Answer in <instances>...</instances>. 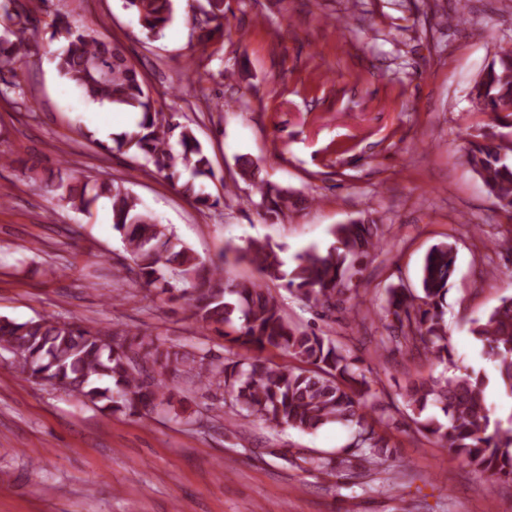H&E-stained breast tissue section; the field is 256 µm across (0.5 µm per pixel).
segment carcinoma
I'll return each mask as SVG.
<instances>
[{"mask_svg": "<svg viewBox=\"0 0 512 512\" xmlns=\"http://www.w3.org/2000/svg\"><path fill=\"white\" fill-rule=\"evenodd\" d=\"M51 0H0V65L14 66L38 48L43 39L39 6ZM195 18L201 29L223 26L224 0H206ZM147 35L158 38L173 22L174 0H125ZM42 24L49 40L65 47L54 57L59 75L85 98L127 108L140 114L138 130L112 137L114 149L133 151L172 180L179 191L205 208H215L235 195L223 184L214 196L197 179L215 178L207 149L175 114L160 112L140 72L121 47L78 26L69 14L47 10ZM14 93L13 103L33 110L17 82H0V97ZM477 112L494 115L469 142L465 157L488 195L512 222V50L496 52L485 75L470 91ZM240 175L260 195L264 215L278 220L301 208L307 199L259 177L256 165L236 158ZM62 205L91 212L104 198L112 210L113 228L122 236L126 262L118 272L132 273L148 295L182 300L190 317L224 340V360L207 352L181 353L155 343L137 331L93 328L75 320L46 315L18 321L0 316V353L10 354L9 367L27 381L60 389L97 408L103 415L121 413L149 418L174 408L170 380L188 374L199 388L224 391V405L239 420H260L312 434L335 425L347 430L351 449L339 461L366 456L375 467L386 463V437L375 424L414 426L415 430L484 473L490 482H512V420L493 421L486 404L488 378L482 371L455 374L456 365L444 322L448 284L455 271L452 245L442 242L427 252L419 288L405 284L385 289L380 310L386 335L376 347L383 353H411L442 366L439 375L409 381L402 402H384L381 380L359 365V359L338 340L290 321L268 282L281 287L324 315L358 316L350 304L358 293L359 275L371 252L385 240L384 225L361 219L331 230L334 243L325 251L310 247L286 270L282 247L252 239L206 262L169 228L141 207L139 199L115 180H81L58 169L46 185ZM249 263L259 279H238L227 267ZM469 332L496 363L499 388L512 398V296L482 317L469 320ZM284 353L297 361L283 366L270 359H241L237 349ZM440 414H432L433 409Z\"/></svg>", "mask_w": 512, "mask_h": 512, "instance_id": "1", "label": "carcinoma"}]
</instances>
